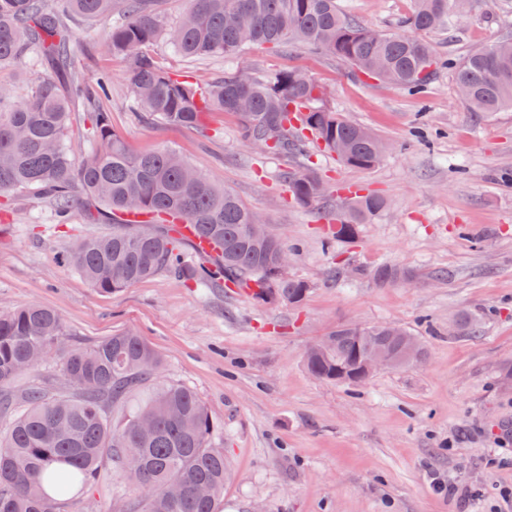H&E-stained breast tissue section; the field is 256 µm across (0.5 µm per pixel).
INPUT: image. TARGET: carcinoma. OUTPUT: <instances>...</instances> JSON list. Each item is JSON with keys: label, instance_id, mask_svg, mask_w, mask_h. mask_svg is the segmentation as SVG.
Returning <instances> with one entry per match:
<instances>
[{"label": "carcinoma", "instance_id": "obj_1", "mask_svg": "<svg viewBox=\"0 0 512 512\" xmlns=\"http://www.w3.org/2000/svg\"><path fill=\"white\" fill-rule=\"evenodd\" d=\"M470 0L458 12L451 0H416L402 32H384L346 16L337 0H186L173 25L157 0H0V67L21 66L31 54L41 61L40 80L26 91L0 83V211L21 192H40L65 220L81 192L92 202V221H112V233L83 239L65 263L103 292L128 288L161 271L211 287L246 286L261 299L300 304L310 285L275 276L288 244L278 235L252 240L246 225L256 219L231 191L198 173L177 152L161 149L132 155L112 131L96 98L109 91L112 75L87 86L68 78L70 15L97 21L114 14L122 22L105 38L108 51L130 58L127 80L133 104L162 121L188 128L211 112L238 118L239 134L262 153L290 156L312 140L344 165L370 169L385 144L370 130L336 112L323 87L300 69L240 78L227 70L199 84L165 70L143 47L165 41L184 57H233L254 46L286 51L293 44L346 61L379 82L426 92L443 64L450 65L458 95L472 112L512 109V38L475 48L456 62L442 58L420 38L460 25ZM83 101L91 115L95 147L77 160L66 139L69 100ZM292 201L315 208L329 198L323 180L308 165L281 175ZM385 209L383 198L351 192L337 210L338 241ZM191 225L195 237L218 248L207 268L187 260L184 242L156 225ZM379 285L410 281L417 274L389 265L371 272ZM399 361L403 342L385 324L369 326ZM64 325L54 311L32 304L0 312V512H61L63 501L87 488L109 455L133 481L131 512H219L228 476L224 449L214 441L217 426L192 389L174 382L156 385L143 402L129 405L122 419L112 409L154 378L161 356L134 333L117 334L92 347H59ZM364 331L336 327L328 350L310 359L315 376L336 380L339 367L361 363ZM53 355L63 390L39 382L18 392L22 372Z\"/></svg>", "mask_w": 512, "mask_h": 512}]
</instances>
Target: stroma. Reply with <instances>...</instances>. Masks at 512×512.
<instances>
[{
    "label": "stroma",
    "instance_id": "35a3bbf8",
    "mask_svg": "<svg viewBox=\"0 0 512 512\" xmlns=\"http://www.w3.org/2000/svg\"><path fill=\"white\" fill-rule=\"evenodd\" d=\"M338 5L364 25L395 32L415 0ZM107 27L73 21L70 65L88 82L111 74L112 93L100 107L113 130L135 153L176 149L235 193L285 239L288 273L310 291L294 307L257 299L249 288H195L169 272L99 291L58 257L111 225L88 223L80 194L68 223H57L29 193L0 223V310L51 308L65 348L133 332L158 351L156 381L193 389L217 425L230 471L221 512H512V184L502 181L512 170V111H469L445 68L422 96L304 47L193 61L154 46L166 68L200 80L230 68L256 76L305 70L337 112L390 146L369 170L342 166L313 144L303 157H265L241 139L234 115L211 113L193 129L135 110L128 61L106 51ZM506 36L512 0H472L457 30L427 39L442 57L458 59ZM301 163L329 188L378 194L385 210L354 238L328 242L323 211L296 206L281 184L282 170ZM381 264L417 277L378 285L370 272ZM339 266L351 277L336 278ZM462 315L475 319V333L458 330ZM386 323L418 336L424 357L357 386L308 373L307 349L337 326ZM437 477L455 496L436 491ZM134 497L107 459L69 510L128 512Z\"/></svg>",
    "mask_w": 512,
    "mask_h": 512
}]
</instances>
